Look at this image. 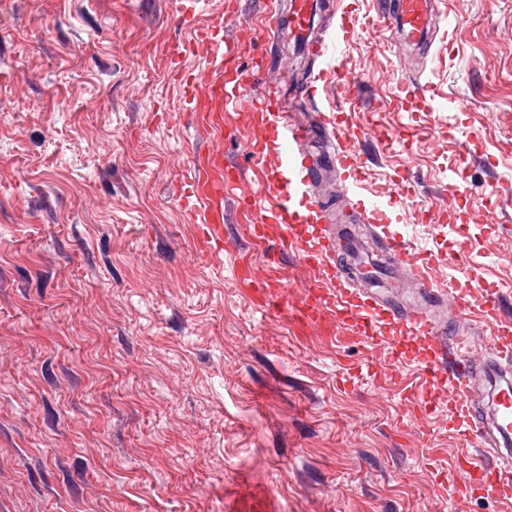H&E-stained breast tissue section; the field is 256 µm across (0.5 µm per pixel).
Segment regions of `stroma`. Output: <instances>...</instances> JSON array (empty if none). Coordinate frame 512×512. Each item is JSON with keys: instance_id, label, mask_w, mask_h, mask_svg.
<instances>
[{"instance_id": "stroma-1", "label": "stroma", "mask_w": 512, "mask_h": 512, "mask_svg": "<svg viewBox=\"0 0 512 512\" xmlns=\"http://www.w3.org/2000/svg\"><path fill=\"white\" fill-rule=\"evenodd\" d=\"M344 14L340 49L362 83L319 86L349 150L369 155L360 194L389 199L385 222L439 281L481 289L461 314L431 306L490 355L483 292L512 310V0H446L445 39L404 49L376 0H325ZM199 5L236 39L256 10ZM177 0H0V512H496L450 496L465 445L441 404L416 413L399 385L423 345L381 375L384 344L299 342L286 318L256 314L235 288L253 254L236 204L224 250L194 256L180 192L197 146L183 74L205 60ZM186 49L178 64L170 44ZM416 77L429 99L404 90ZM261 140L224 115L225 155L243 166ZM434 438L423 446L418 433Z\"/></svg>"}]
</instances>
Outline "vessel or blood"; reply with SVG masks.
Wrapping results in <instances>:
<instances>
[{
    "label": "vessel or blood",
    "instance_id": "1",
    "mask_svg": "<svg viewBox=\"0 0 512 512\" xmlns=\"http://www.w3.org/2000/svg\"><path fill=\"white\" fill-rule=\"evenodd\" d=\"M264 5L265 29L247 24L245 35L237 41H225L219 19L194 29L193 41L203 51L206 68L187 79L185 90L187 110L198 127L223 132L224 109L234 104L248 125L271 136L268 153L257 152L250 158L252 166L266 171V178L257 194L237 201L240 211L253 216L251 239L265 262L260 265L246 256L238 258L233 265L234 284L245 290L255 310L286 315L293 334L300 339L316 333L335 342L336 324L341 321L356 338L374 339L378 328L386 325L397 335L427 342L421 376L432 379L437 388L451 389L453 417L466 439L477 447L476 453L458 459L464 480L455 484V494L464 497L481 491L495 496L500 512H512V384L498 385L493 416L490 422H481L470 399L473 365L468 337L454 329H442L425 312L384 304L377 295L345 286L336 262V244L326 233V211L311 191L315 163L303 147L316 138L341 143L347 135L325 114L314 124L300 121L295 113L280 107L276 92L249 96V87L272 63L271 50L258 51L254 45L262 35L272 34L280 18L279 0H264ZM434 9V0H381L379 4L380 12L395 19L401 38L408 43L422 39ZM347 32V27H339L311 48L324 64L322 76L332 77L342 88L356 80L337 56L339 39ZM234 170V164L224 159L222 145L214 143L195 154L194 171L181 198L196 226L195 251L201 259L224 249L225 188ZM359 211L367 223L381 228L382 245L393 259L415 274L429 296H438L419 254L402 235L383 230V203L371 198ZM286 253L297 256L310 279L295 296L289 295L275 274L278 257ZM484 313L493 340V359L487 370L496 373L501 363L512 361V320L501 317L499 300L493 296L486 297Z\"/></svg>",
    "mask_w": 512,
    "mask_h": 512
}]
</instances>
